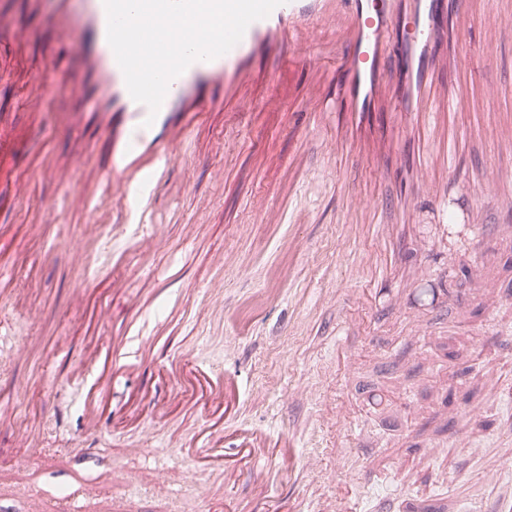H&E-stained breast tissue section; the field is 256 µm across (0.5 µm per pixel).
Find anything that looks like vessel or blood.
Segmentation results:
<instances>
[{
  "mask_svg": "<svg viewBox=\"0 0 512 512\" xmlns=\"http://www.w3.org/2000/svg\"><path fill=\"white\" fill-rule=\"evenodd\" d=\"M329 17L337 20L331 41L315 43L316 29ZM44 20L57 31L72 68L61 76L48 63L29 64L22 55L29 35L12 14L0 10V85L14 86L18 103L34 121L54 94L79 98L80 107L65 116L66 128L93 125L98 137L92 145L73 149L62 166L27 165L22 161L24 133L0 121V184L9 188L0 198V219L34 207L29 184L35 179L72 187L94 149L107 154L103 176L112 198L130 199L143 183L157 192L168 178V162L180 158L188 135L213 113L242 122L264 112L287 115L292 133L301 114L316 116L335 131L337 151L348 152L351 160L344 183L351 210L392 212L423 199L435 202L442 227L469 225L476 240L487 232L483 222L473 219L470 205L442 194L416 147L395 142L399 127L422 120L430 135L420 138L419 145L442 143L450 158L445 173L454 175L456 140L441 128L446 114L470 108V72L461 64L464 36L476 23L468 0H285L268 17L251 23L229 52L194 62L173 79L154 117L128 92L107 41L104 0H52ZM305 70L312 78L298 98L294 76ZM365 171L395 185L396 193L380 201L362 197L357 182ZM15 250L13 238L0 234V280L20 275ZM203 295L213 314H223V281L206 284ZM129 359L122 337H113L102 358L109 370L101 376L99 400L85 415V440L96 439L113 419H132L161 407V399L147 388L112 406L109 388ZM164 378L171 395L192 396L204 416L224 415L231 408L232 389L221 372L201 368L192 355H182ZM263 453L254 439L240 438L234 457L218 459L209 476L197 480L198 500L206 501L225 473L244 469Z\"/></svg>",
  "mask_w": 512,
  "mask_h": 512,
  "instance_id": "obj_1",
  "label": "vessel or blood"
}]
</instances>
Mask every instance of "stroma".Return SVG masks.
Wrapping results in <instances>:
<instances>
[{
    "mask_svg": "<svg viewBox=\"0 0 512 512\" xmlns=\"http://www.w3.org/2000/svg\"><path fill=\"white\" fill-rule=\"evenodd\" d=\"M468 2L480 24L466 36L472 110L458 121L455 180L464 203L480 208L494 233L475 251L438 241L422 260L451 266L448 285L460 290L479 287L481 274L493 276L496 315H487L476 296L419 311L390 304L394 280L344 281L347 259L392 261L391 245L368 234L345 240V225L386 224L390 217L349 209L342 185L350 161L331 153L326 131L309 123L297 136L277 137L278 118L259 114L255 122L267 133L261 144L220 117L192 134L152 205L166 227L163 249L134 206L112 200L99 185L97 171L87 176L97 188L84 211L66 204L63 188L34 181L30 191L44 205L16 216L24 275L5 283L9 303L0 308V324L33 349L23 364L0 354V397L18 387L28 392L22 408L0 409V512H28L34 498L42 512H56L64 497L72 512H109L115 501L128 512H195L192 480L178 456L208 435L193 404L175 399L167 413L118 424L94 441L91 458L83 456L84 407L72 388L94 373L82 362L86 349L107 348L112 330L89 332L83 316L91 299L74 287L80 277L119 288L112 329H129L135 344L160 340L156 363L120 377L117 391L148 384L165 395L161 367L188 351L233 379L230 422L261 438L266 454L225 483L207 512H225L229 500L250 512L274 491L290 512L328 500L337 512H370L387 496L398 512L393 495L402 486L432 500L434 512H486L512 495V212L484 205L497 184L512 181V157L498 153L512 135V0ZM0 9L32 33L29 58L43 60L56 36L42 15L28 0H0ZM259 146L288 159V167L259 172L252 163ZM214 166L223 169V181L212 179ZM70 232L102 241L114 260H51L48 244ZM479 259L481 274L474 269ZM213 279L224 282L220 320L203 302L202 288ZM62 310L71 317L65 329L57 320ZM342 318L354 330L344 366L332 359ZM429 320L436 334L417 342L416 327ZM340 407L365 431L336 448L329 420ZM452 410L463 415L453 438ZM284 429L296 455L318 456L319 474L289 471L280 448ZM132 444L137 452H129ZM361 444L366 454L358 453ZM161 462L162 481L155 477Z\"/></svg>",
    "mask_w": 512,
    "mask_h": 512,
    "instance_id": "stroma-1",
    "label": "stroma"
}]
</instances>
